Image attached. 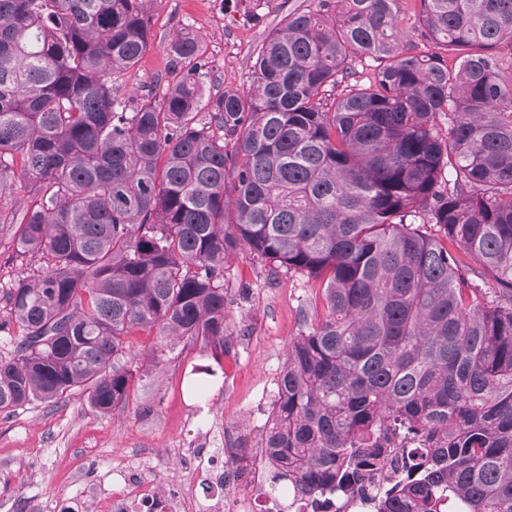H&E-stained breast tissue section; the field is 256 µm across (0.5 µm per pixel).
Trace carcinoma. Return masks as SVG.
Instances as JSON below:
<instances>
[{"mask_svg": "<svg viewBox=\"0 0 512 512\" xmlns=\"http://www.w3.org/2000/svg\"><path fill=\"white\" fill-rule=\"evenodd\" d=\"M149 7L0 0V192L18 164L31 194L0 231L46 265L0 289L22 333L0 411L124 409L134 329L221 361L224 265L247 250L320 280L327 309L277 383L271 493L388 472L377 512H512V0H413L419 52L401 0H309L248 89L208 98L180 33L162 99L130 111L112 77L150 48Z\"/></svg>", "mask_w": 512, "mask_h": 512, "instance_id": "carcinoma-1", "label": "carcinoma"}]
</instances>
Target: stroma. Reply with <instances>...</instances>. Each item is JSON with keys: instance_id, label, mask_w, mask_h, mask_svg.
Instances as JSON below:
<instances>
[{"instance_id": "stroma-1", "label": "stroma", "mask_w": 512, "mask_h": 512, "mask_svg": "<svg viewBox=\"0 0 512 512\" xmlns=\"http://www.w3.org/2000/svg\"><path fill=\"white\" fill-rule=\"evenodd\" d=\"M298 2L153 0L151 47L112 86L130 105L162 96L166 46L182 29L201 40L206 93L247 88L256 47ZM224 295L235 346L222 362L135 330L127 344L141 363L125 409L102 415L75 394L0 412V512H58L64 501L77 512H108L126 485L202 499V443L229 451L244 435L259 446L290 343L325 315L322 288L243 251L224 268ZM194 381L201 393H192Z\"/></svg>"}]
</instances>
